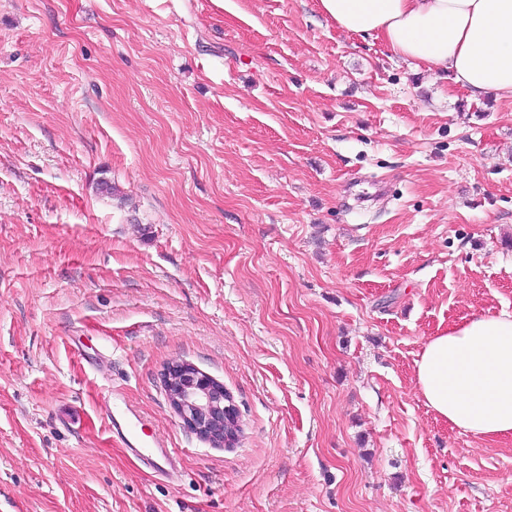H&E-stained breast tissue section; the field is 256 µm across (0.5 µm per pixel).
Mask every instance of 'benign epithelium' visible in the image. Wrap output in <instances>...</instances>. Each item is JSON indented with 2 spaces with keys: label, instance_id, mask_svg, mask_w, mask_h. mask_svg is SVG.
Returning <instances> with one entry per match:
<instances>
[{
  "label": "benign epithelium",
  "instance_id": "1",
  "mask_svg": "<svg viewBox=\"0 0 512 512\" xmlns=\"http://www.w3.org/2000/svg\"><path fill=\"white\" fill-rule=\"evenodd\" d=\"M168 400L193 432L215 447H226L237 432H224V423H239V413L224 385L188 363H175L165 373Z\"/></svg>",
  "mask_w": 512,
  "mask_h": 512
}]
</instances>
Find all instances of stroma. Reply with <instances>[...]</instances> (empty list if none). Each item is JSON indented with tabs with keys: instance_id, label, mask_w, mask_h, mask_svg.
I'll return each mask as SVG.
<instances>
[{
	"instance_id": "1",
	"label": "stroma",
	"mask_w": 512,
	"mask_h": 512,
	"mask_svg": "<svg viewBox=\"0 0 512 512\" xmlns=\"http://www.w3.org/2000/svg\"><path fill=\"white\" fill-rule=\"evenodd\" d=\"M315 2L0 0V512H512V436L415 379L512 314V100ZM177 362L233 447L174 412ZM168 400L193 432L215 447L230 446L235 430L224 433L229 420L240 428L239 413L224 385L188 363H175L165 373ZM108 419L112 427L119 428L122 433L124 431L127 446L143 462L162 469L163 465L170 463L172 454L164 441L154 438L151 441H145L142 438V419L136 410L126 403L113 404Z\"/></svg>"
}]
</instances>
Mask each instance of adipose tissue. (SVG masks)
Listing matches in <instances>:
<instances>
[{
    "label": "adipose tissue",
    "instance_id": "adipose-tissue-1",
    "mask_svg": "<svg viewBox=\"0 0 512 512\" xmlns=\"http://www.w3.org/2000/svg\"><path fill=\"white\" fill-rule=\"evenodd\" d=\"M339 30L382 40L414 69L477 100L512 99V0H318ZM427 406L481 438L512 434V314H480L431 337L416 363Z\"/></svg>",
    "mask_w": 512,
    "mask_h": 512
}]
</instances>
